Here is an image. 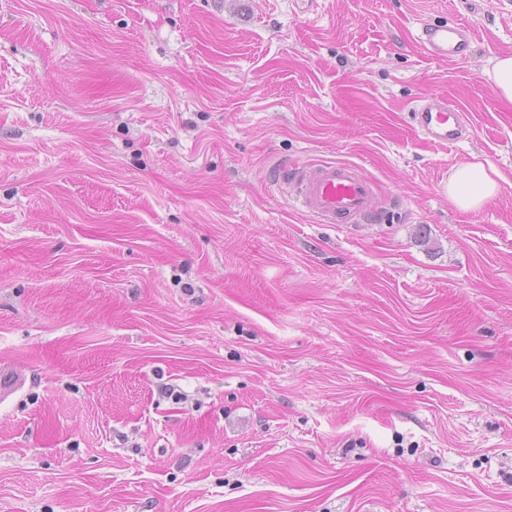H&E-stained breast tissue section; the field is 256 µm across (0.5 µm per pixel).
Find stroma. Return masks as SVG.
<instances>
[{"label":"stroma","mask_w":512,"mask_h":512,"mask_svg":"<svg viewBox=\"0 0 512 512\" xmlns=\"http://www.w3.org/2000/svg\"><path fill=\"white\" fill-rule=\"evenodd\" d=\"M506 54L512 0H0V512H512ZM322 161L381 222L289 206ZM413 40L434 60L456 63L467 58L472 45V30L464 24H422ZM488 77L494 84L498 95L512 103V55H505L496 60ZM414 131L429 143L448 145L467 138L471 122L462 107L436 93L424 94L411 107ZM497 192V183L481 162L460 166L448 184V197L462 210L481 208Z\"/></svg>","instance_id":"1"}]
</instances>
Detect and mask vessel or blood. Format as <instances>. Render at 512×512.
Wrapping results in <instances>:
<instances>
[{
    "mask_svg": "<svg viewBox=\"0 0 512 512\" xmlns=\"http://www.w3.org/2000/svg\"><path fill=\"white\" fill-rule=\"evenodd\" d=\"M414 40L432 59L456 63L467 58L473 38L471 28L464 24L425 23L418 28ZM411 118L414 131L430 143L455 144L470 133L466 110L440 94L420 96L411 108ZM275 174L289 202L298 211L320 218L322 223L378 219L374 187L358 166L328 163L307 174L281 164Z\"/></svg>",
    "mask_w": 512,
    "mask_h": 512,
    "instance_id": "obj_1",
    "label": "vessel or blood"
}]
</instances>
